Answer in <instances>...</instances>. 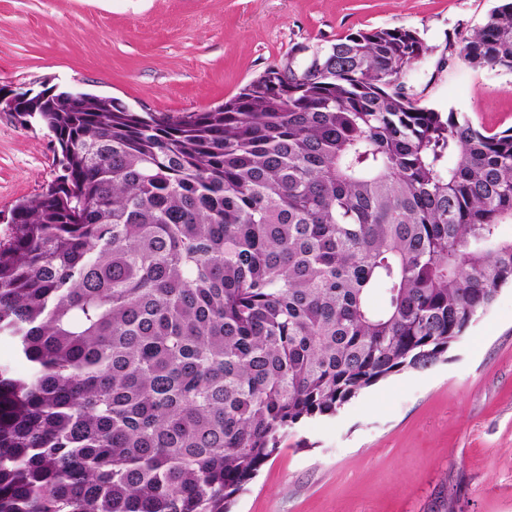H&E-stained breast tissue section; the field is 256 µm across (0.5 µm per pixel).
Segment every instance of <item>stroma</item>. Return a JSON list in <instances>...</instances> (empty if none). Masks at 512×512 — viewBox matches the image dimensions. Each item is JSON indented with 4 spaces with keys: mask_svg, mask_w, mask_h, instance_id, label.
I'll list each match as a JSON object with an SVG mask.
<instances>
[{
    "mask_svg": "<svg viewBox=\"0 0 512 512\" xmlns=\"http://www.w3.org/2000/svg\"><path fill=\"white\" fill-rule=\"evenodd\" d=\"M499 0H0V85L79 88L159 115L204 111L272 66L373 28L432 49L408 77L423 104L512 128V71L458 57ZM45 127L0 112V236L56 178ZM234 512H512V285L444 361L364 390L281 443Z\"/></svg>",
    "mask_w": 512,
    "mask_h": 512,
    "instance_id": "35a3bbf8",
    "label": "stroma"
}]
</instances>
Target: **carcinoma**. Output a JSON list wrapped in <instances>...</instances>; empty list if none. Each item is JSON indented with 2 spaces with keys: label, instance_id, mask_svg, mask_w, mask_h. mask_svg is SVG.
<instances>
[{
  "label": "carcinoma",
  "instance_id": "cac0c4a2",
  "mask_svg": "<svg viewBox=\"0 0 512 512\" xmlns=\"http://www.w3.org/2000/svg\"><path fill=\"white\" fill-rule=\"evenodd\" d=\"M408 27L157 117L27 116L62 174L0 238V512H232L282 439L444 359L512 283V129L426 106ZM512 71V0L459 53Z\"/></svg>",
  "mask_w": 512,
  "mask_h": 512
}]
</instances>
